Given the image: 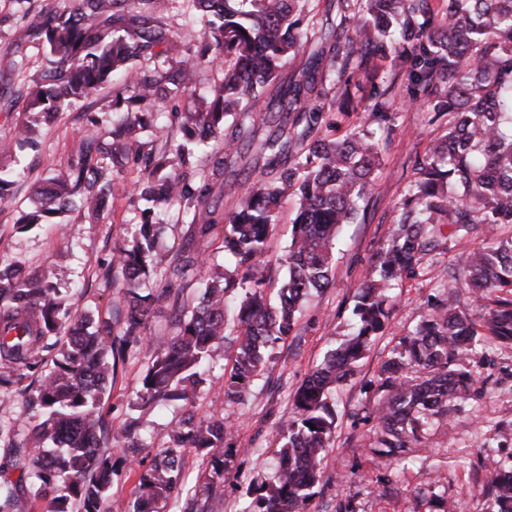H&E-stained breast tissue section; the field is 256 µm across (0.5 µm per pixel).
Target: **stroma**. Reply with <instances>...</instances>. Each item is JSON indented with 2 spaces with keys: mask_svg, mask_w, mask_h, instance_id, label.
<instances>
[{
  "mask_svg": "<svg viewBox=\"0 0 512 512\" xmlns=\"http://www.w3.org/2000/svg\"><path fill=\"white\" fill-rule=\"evenodd\" d=\"M394 95L400 102L396 128L384 144L367 219L344 228L329 286L304 308L296 331L280 343L244 403L224 401V371L231 367L235 350L232 339H225L203 377L201 414L222 415L239 429L224 474V492L213 512H242L250 483L270 480L281 446L276 428L287 420L295 390L327 351L351 334L350 311L372 253L390 233L397 203L413 178V162L424 157L431 142L446 129L445 121H431L429 113L407 101L403 81L395 82ZM86 123L80 105H73L61 119L42 126L38 151L18 154V191L10 203L0 204V265H20L29 271L53 265L59 293L72 308L108 320L116 318L123 305V279L120 273H105L104 266L113 250L131 244L146 207L134 190L140 177L138 165L129 162L112 171V196L100 217L67 214L60 231L51 224L23 233L14 227L20 211L29 208L38 181L82 152ZM479 244L476 236H453L447 251L426 256L422 276L404 281L395 290L385 328L354 375L331 392L336 429L311 512H442L448 501L460 512H494L493 503L481 491L488 460L512 454V346L490 342L469 354L475 393L426 433L423 442L429 453L409 467L399 468L392 457L375 452L370 433L382 362L426 314L427 298L442 295L447 270L464 269L469 253ZM173 320L169 302L155 306L146 331L147 347L136 357L118 362L105 401L112 427L139 419L145 442L136 451V463L121 461L116 466L112 498L126 504L136 497L140 462H152L185 413L178 403L148 409L138 398L153 353L166 348L175 333Z\"/></svg>",
  "mask_w": 512,
  "mask_h": 512,
  "instance_id": "obj_1",
  "label": "stroma"
}]
</instances>
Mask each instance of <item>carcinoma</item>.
Here are the masks:
<instances>
[{"instance_id": "carcinoma-1", "label": "carcinoma", "mask_w": 512, "mask_h": 512, "mask_svg": "<svg viewBox=\"0 0 512 512\" xmlns=\"http://www.w3.org/2000/svg\"><path fill=\"white\" fill-rule=\"evenodd\" d=\"M19 22L12 43L25 111L52 119L62 107L83 104L91 112L96 93L118 75L137 93L112 91L110 140L99 126L86 150L36 189L32 208L20 212L16 229L48 224L68 212L98 216L112 196V181L99 171L97 155L113 164L131 158L144 164L136 183L152 203L179 198L189 217L186 244L175 254L157 245L160 226L150 209L132 244L112 256L124 277L125 311L119 334L108 320L74 312L58 295L50 266L25 272L0 267V401L34 375L40 378L31 407L39 421L21 436L0 422V440L15 449L13 480L0 474V512H22L21 500L45 502V512H112L106 505L116 474L102 402L114 359L147 346L152 304L173 298L172 345L147 366L141 405L161 400L195 406L201 373L227 332L236 354L224 379V401L244 403L271 352L292 334L304 306L329 285L334 250L345 224L363 212L382 165V136L394 125L390 88L379 74L405 80L410 101L435 118L448 116L445 133L414 162V179L402 196L393 227L373 253L352 309L351 337L329 351L293 396L288 422L278 431L282 446L272 481L253 488L242 512H308L322 479L336 418L330 391L355 371L389 318L392 290L420 272L425 256L448 249L451 234L485 236L462 277L428 317L391 350L378 379L375 446L407 468L409 450L434 421L453 413L470 396L464 358L482 336L512 344V237L494 230L512 224V0H72L62 12L43 11L31 21L36 0H15ZM185 4L202 29L192 58L174 55L175 5ZM43 50L44 64L28 77L26 50ZM307 53L295 78H282L288 58ZM154 61L151 69L135 60ZM207 61L224 71L205 94L196 73ZM185 95L181 139L170 152H137L138 127L171 96ZM366 114L350 124L351 114ZM39 144L25 123L15 139L0 141V159L15 148ZM212 167L194 169L196 154ZM262 164V177L245 178L231 209L218 213L214 187L226 174ZM17 170L0 163V203L14 199ZM297 198L292 237L282 262L288 276L275 280L265 256L287 191ZM224 220V257L206 265L194 250ZM169 285L200 276L202 301L182 295L141 294L158 270ZM470 288L480 321L459 309L456 289ZM57 350L49 371L43 352ZM128 452L141 447L137 423L117 431ZM235 434L224 417L188 411L171 429L167 446L140 471L132 512H160L180 492L183 459L193 448L208 458L201 496L192 512H209L202 500L224 486ZM483 494L496 512H512V456L492 459Z\"/></svg>"}]
</instances>
